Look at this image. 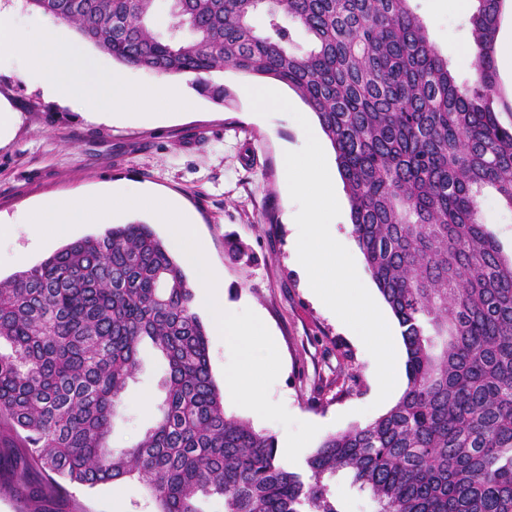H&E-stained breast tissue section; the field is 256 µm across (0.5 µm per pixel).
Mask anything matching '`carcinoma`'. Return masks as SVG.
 Wrapping results in <instances>:
<instances>
[{"label":"carcinoma","mask_w":512,"mask_h":512,"mask_svg":"<svg viewBox=\"0 0 512 512\" xmlns=\"http://www.w3.org/2000/svg\"><path fill=\"white\" fill-rule=\"evenodd\" d=\"M156 2L22 7L123 66L193 74L216 100L226 68L292 88L336 155L353 237L401 328L406 388L290 467L273 435L225 413L181 262L151 225L117 224L0 279V417L25 432L22 464L89 488L136 480L156 512H200V494L224 512H344L339 473L377 512H512V258L480 220L486 188L512 209L494 57L505 0H476L469 16L472 81L411 0H170L165 32ZM287 20L308 38L301 55ZM145 341L167 361L164 397L116 455L113 419Z\"/></svg>","instance_id":"obj_1"}]
</instances>
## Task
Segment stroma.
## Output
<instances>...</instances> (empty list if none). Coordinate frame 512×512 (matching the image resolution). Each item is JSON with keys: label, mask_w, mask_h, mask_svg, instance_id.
I'll return each mask as SVG.
<instances>
[{"label": "stroma", "mask_w": 512, "mask_h": 512, "mask_svg": "<svg viewBox=\"0 0 512 512\" xmlns=\"http://www.w3.org/2000/svg\"><path fill=\"white\" fill-rule=\"evenodd\" d=\"M430 42L454 73L472 75L475 53L468 17L449 11L446 0H412ZM28 61L0 53V101L16 114L11 135L0 141V220L10 229L0 237V256L29 250L36 265L55 249L102 233L103 225L81 224L58 234L52 245H36L23 219L47 199L67 200L74 193L94 195L117 186L145 188L178 198L193 213L210 263L224 275L227 297L237 309L260 316L279 351L282 367L270 390L297 420L317 425L318 438L365 425L388 411L406 388L405 349L395 340L396 386L393 397L377 402L376 364L359 336L325 307L297 266V206L283 173L284 154L299 150L305 133L295 116L254 113L242 89L255 78L233 71L216 75L226 86L224 101L201 92L191 75L183 76L194 101L190 111L131 124L113 125L85 118L75 101L48 97L27 79ZM341 212L330 231L351 253L369 293L373 282L352 236L350 208L337 190ZM481 220L494 234L504 256H512V209L484 192ZM247 253L236 261L225 251L227 238ZM164 357L150 346L140 349V367L128 394L147 396L144 404L123 402L114 422L113 450L133 445L155 420L163 396ZM32 467L25 480L0 481V512H153L143 486L130 481L87 488L65 485L35 506L32 484L48 483Z\"/></svg>", "instance_id": "1"}]
</instances>
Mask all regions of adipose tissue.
Instances as JSON below:
<instances>
[{
    "instance_id": "1",
    "label": "adipose tissue",
    "mask_w": 512,
    "mask_h": 512,
    "mask_svg": "<svg viewBox=\"0 0 512 512\" xmlns=\"http://www.w3.org/2000/svg\"><path fill=\"white\" fill-rule=\"evenodd\" d=\"M10 24L8 13L0 12V29L7 32L8 47L28 59L30 76L53 98L86 99L90 117L108 110L118 119L137 121L145 108L190 104L174 80L163 77L153 87L132 90L120 76L93 69L63 29L46 27L45 37L33 40L12 30Z\"/></svg>"
}]
</instances>
